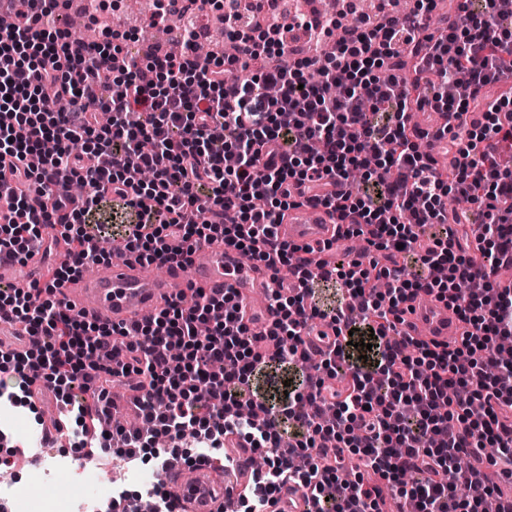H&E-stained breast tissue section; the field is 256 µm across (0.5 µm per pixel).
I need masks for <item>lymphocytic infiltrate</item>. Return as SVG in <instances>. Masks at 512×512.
<instances>
[{"instance_id": "f902f5d3", "label": "lymphocytic infiltrate", "mask_w": 512, "mask_h": 512, "mask_svg": "<svg viewBox=\"0 0 512 512\" xmlns=\"http://www.w3.org/2000/svg\"><path fill=\"white\" fill-rule=\"evenodd\" d=\"M100 26L88 43L57 27L58 0L0 27V197L12 218L0 225V260L27 261L48 225L76 243L70 264L50 269L44 286L0 285V319L23 323L39 348L0 351V400L32 406L42 383L69 406L80 447L131 459L195 455L158 448L192 436L215 462L232 434L264 457L259 490L243 512L293 481L310 492L306 512H380V487L417 512H482L484 497L512 512L497 475L512 474V363L499 342L512 337V290L493 286L512 263V14L493 0H448L443 26L430 30L436 0H378L375 14L336 0L334 16L278 12L253 0L242 15L233 0H198L232 37L233 51L200 57L162 47L130 53L126 37L105 27L112 0H89ZM334 38L330 56L310 54L282 66L288 34ZM257 75L242 81L244 68ZM439 112L434 134L447 167L419 152L409 113ZM82 182L71 197L68 179ZM468 203L448 208V195ZM134 214L118 243L146 264L221 241L251 259L290 267L298 287L277 283L268 301L277 349L253 350L254 333L232 291L195 289L150 322L120 329L68 309L65 285L108 260L106 234L86 218L105 198ZM323 208L341 237L362 238L372 256L351 250L335 260L311 245L279 242L290 208ZM480 231L475 255L461 224ZM332 284L334 307L314 297ZM445 302L467 331L460 341L429 343L397 329L399 307L418 293ZM335 325L332 350L311 361L305 337ZM371 342L366 359L355 343ZM296 376L287 402L257 398L251 379L267 368ZM143 391L150 434L88 431L109 413L108 385ZM373 481L340 475L345 455ZM469 456L458 470L459 456Z\"/></svg>"}]
</instances>
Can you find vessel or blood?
Masks as SVG:
<instances>
[{"label":"vessel or blood","mask_w":512,"mask_h":512,"mask_svg":"<svg viewBox=\"0 0 512 512\" xmlns=\"http://www.w3.org/2000/svg\"><path fill=\"white\" fill-rule=\"evenodd\" d=\"M280 239L296 245L335 241L336 231L324 209L301 206L291 209L285 224L278 228ZM191 271L196 284L218 295L232 289L251 321L254 333H263L274 318L266 293L272 272L265 263L248 259L240 251L221 244L204 247L202 255H187L182 265L172 267L165 276L149 275L135 260L109 264L92 276L68 283L65 301L72 312L105 324L132 323L142 312L158 310L185 289L184 271ZM401 329L408 335L453 342L465 331L454 312L427 295L401 307ZM0 346L13 352L29 348L30 337L21 325L0 319ZM224 478L216 480L207 465L176 466L166 480L171 495L185 505L187 512H223L224 501L234 496L251 477V448L237 437L225 441ZM306 492L295 485L283 487L269 512H304Z\"/></svg>","instance_id":"b4317fda"}]
</instances>
